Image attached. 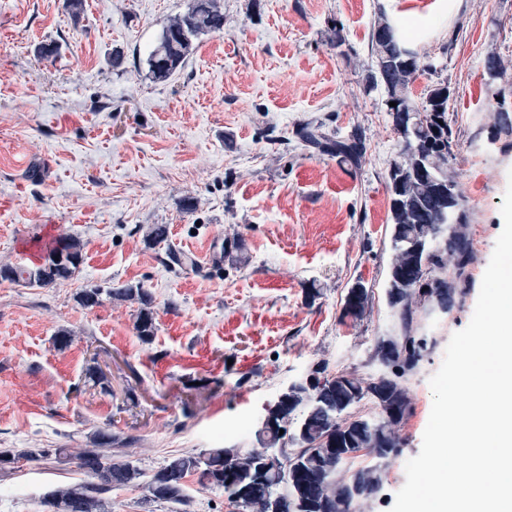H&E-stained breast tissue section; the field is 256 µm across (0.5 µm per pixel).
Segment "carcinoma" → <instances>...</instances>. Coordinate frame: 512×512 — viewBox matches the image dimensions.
I'll list each match as a JSON object with an SVG mask.
<instances>
[{"mask_svg": "<svg viewBox=\"0 0 512 512\" xmlns=\"http://www.w3.org/2000/svg\"><path fill=\"white\" fill-rule=\"evenodd\" d=\"M224 30V9L221 0H190L187 10L171 19L163 28L157 45L146 58L148 76L155 82L169 80L182 68L193 53L195 41L205 33ZM392 34L393 43L380 39ZM408 44L407 35L399 32L385 18L373 24L371 52L375 57L376 75L373 83H381L394 130L402 139L417 142L418 151L399 148L392 163L388 189L391 197L390 261L386 295L396 315L394 330L380 336L374 350L385 352V376L376 381L365 380L351 372L327 373L319 365L312 372L311 385H295L288 399L270 409L272 417L283 424L284 433L256 430L257 445L241 448L235 444L211 448L198 455H178L147 480L145 489L153 502L185 505L189 501L185 478L195 473L205 487L224 490L232 499L235 490L224 483L233 477L251 483L250 491L237 508L241 512H273L272 497L285 503L283 512H293L291 499L300 497L307 504L303 512H365L382 498L387 470L400 453L402 442L395 426L411 411L407 387L401 378L418 369L426 349V340L413 335L416 308L414 299L429 302L437 294L456 302L457 282L469 261L471 247L463 230L462 198H448L423 175L433 164L448 175V119L451 94L447 85L427 90L416 99L411 86L420 73L432 68L426 56L413 51V58L401 53ZM302 139L323 154L336 156L357 167L364 156L359 135L333 138L321 126L306 125ZM454 212L453 232L437 244L428 258L416 250L431 241L439 224L448 223V211ZM63 254L59 261L53 257ZM453 256L456 265L448 268L446 256ZM83 262L79 240L60 237L48 252L44 263L33 267H0V278L24 281L31 286H50L71 278ZM143 305L136 330L148 342L154 336V318L149 310L151 295L140 283L117 288L95 286L84 289L79 302L86 308L99 303L100 296ZM369 300L365 287L348 290L343 314L363 316ZM112 443V434L101 431L94 448H85L79 455V467L90 477L88 482L56 486L41 499L44 512H106L104 495L112 487L137 482L144 473L130 463H117L105 451ZM263 448H286L285 462L272 464L262 475L257 474L258 456ZM371 460L353 466L359 451ZM44 452L0 448V459L36 461Z\"/></svg>", "mask_w": 512, "mask_h": 512, "instance_id": "obj_1", "label": "carcinoma"}]
</instances>
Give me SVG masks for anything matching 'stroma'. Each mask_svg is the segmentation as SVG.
<instances>
[{
  "mask_svg": "<svg viewBox=\"0 0 512 512\" xmlns=\"http://www.w3.org/2000/svg\"><path fill=\"white\" fill-rule=\"evenodd\" d=\"M188 3L82 0L74 15L66 0H0V266L39 264L63 235L84 255L48 287L0 279V448L46 452L0 472V512H43L49 488L85 480L77 455L97 431L112 433L115 459L151 473L176 455L255 446L266 405L313 365L379 375L373 345L394 323L387 183L400 141L371 80L381 15L414 21L435 65L413 96L439 83L453 93L448 171L471 241L452 310L416 309L427 351L404 378V447L369 510L390 512L421 449L429 380L472 317L502 229L512 131L492 104L512 91V0H222L223 31L153 82L135 63ZM43 44L57 54L41 56ZM491 53L508 69L490 85ZM309 122L360 135L362 165L306 147ZM148 224L168 225L167 242L147 243ZM172 249L194 266H169ZM358 282L370 302L353 319L342 305ZM127 283L151 293V341L134 328L138 302H78L82 289ZM61 331L68 346L55 343ZM105 501L108 512H171L133 484Z\"/></svg>",
  "mask_w": 512,
  "mask_h": 512,
  "instance_id": "obj_1",
  "label": "stroma"
}]
</instances>
